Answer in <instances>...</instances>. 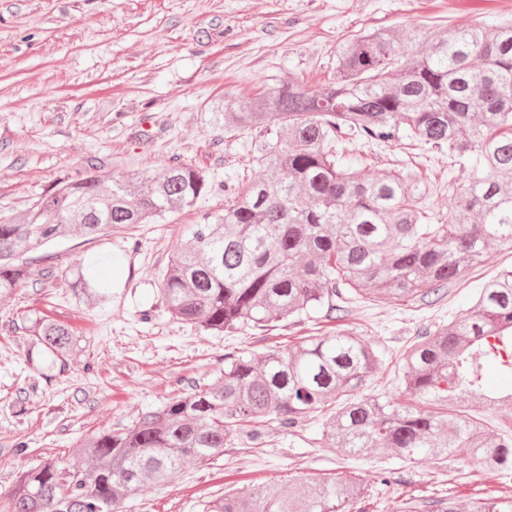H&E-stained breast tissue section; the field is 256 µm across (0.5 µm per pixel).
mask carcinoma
<instances>
[{"mask_svg": "<svg viewBox=\"0 0 512 512\" xmlns=\"http://www.w3.org/2000/svg\"><path fill=\"white\" fill-rule=\"evenodd\" d=\"M224 126L261 128L259 177L224 182V213L189 226L158 281L172 319L215 333L267 330L320 315L341 322L352 304L381 295L428 303L483 262L486 245L512 247V16L405 39L363 30L336 47L332 81L294 82L224 112ZM406 141L448 151L471 170L448 184V221L426 209L431 182L397 165L370 175L348 147ZM215 190L205 173L169 164L104 182L93 171L57 185L20 221H0V295L32 277L25 259L75 228L94 240L132 224H157ZM78 295L108 300L106 284L77 264ZM33 347L55 363L81 348L67 323L30 320ZM384 352L338 329L287 350L224 357V372L131 425L91 435L62 463L23 472L8 512H119L147 485L162 486L185 462L212 463L241 436L288 433L315 413L318 441L340 454L409 463L425 454L473 458L500 480V495L466 512H512V430L493 433L459 408L512 401V270L485 281L474 303L405 348L394 403L360 391ZM494 371L502 386L490 389ZM358 479L270 483L202 503L201 512H351ZM400 512H459L451 498L401 503Z\"/></svg>", "mask_w": 512, "mask_h": 512, "instance_id": "cac0c4a2", "label": "carcinoma"}]
</instances>
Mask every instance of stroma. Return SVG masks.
Instances as JSON below:
<instances>
[{"label": "stroma", "instance_id": "stroma-1", "mask_svg": "<svg viewBox=\"0 0 512 512\" xmlns=\"http://www.w3.org/2000/svg\"><path fill=\"white\" fill-rule=\"evenodd\" d=\"M481 13L511 14L512 0H0V219L22 217L56 182L91 167L107 181L177 159L216 185L164 222L92 242L73 233L29 253L32 279L0 296V512L19 472L65 460L85 437L212 382L226 354L258 355L331 332L323 322L286 321L216 335L173 321L156 291L188 225L223 212L227 177L260 172L250 152L258 131L225 128V106L291 81L321 87L334 76L337 44L355 32L434 33ZM350 152L373 174L405 164L440 182L470 177L444 153L409 154L395 143ZM80 262L106 269L108 302L75 298L64 273ZM511 267L512 249L498 247L440 302L406 306L384 296L354 304L347 329L389 351L364 394L401 400L395 372L407 344L451 321L483 282ZM43 313L84 337L81 351L50 368L27 332L29 318ZM319 426L314 416L261 444L241 439L218 461L185 464L168 485L144 488L124 510L197 512L228 490L339 474L364 485L353 512H398L410 497L464 504L499 487L473 459L421 455L382 477L378 460L316 443Z\"/></svg>", "mask_w": 512, "mask_h": 512}]
</instances>
